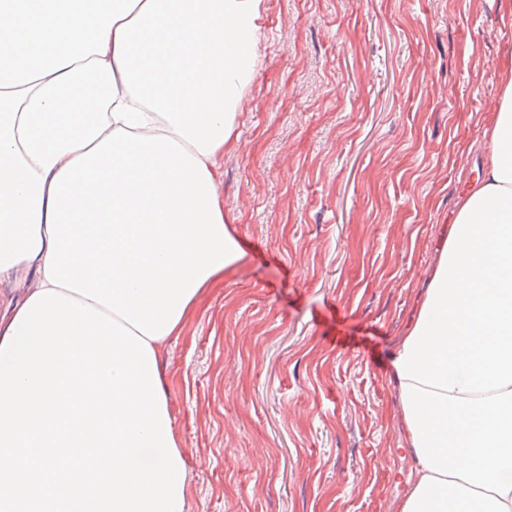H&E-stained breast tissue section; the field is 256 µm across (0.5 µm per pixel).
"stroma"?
<instances>
[{"instance_id": "obj_1", "label": "stroma", "mask_w": 512, "mask_h": 512, "mask_svg": "<svg viewBox=\"0 0 512 512\" xmlns=\"http://www.w3.org/2000/svg\"><path fill=\"white\" fill-rule=\"evenodd\" d=\"M224 154L246 253L161 355L186 512H395L390 357L491 149L500 0H264Z\"/></svg>"}]
</instances>
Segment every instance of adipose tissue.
Wrapping results in <instances>:
<instances>
[{
    "label": "adipose tissue",
    "mask_w": 512,
    "mask_h": 512,
    "mask_svg": "<svg viewBox=\"0 0 512 512\" xmlns=\"http://www.w3.org/2000/svg\"><path fill=\"white\" fill-rule=\"evenodd\" d=\"M263 0H0V340L40 290L161 351L245 253L220 160ZM391 379L397 512H512V77Z\"/></svg>",
    "instance_id": "ef3b65f1"
}]
</instances>
